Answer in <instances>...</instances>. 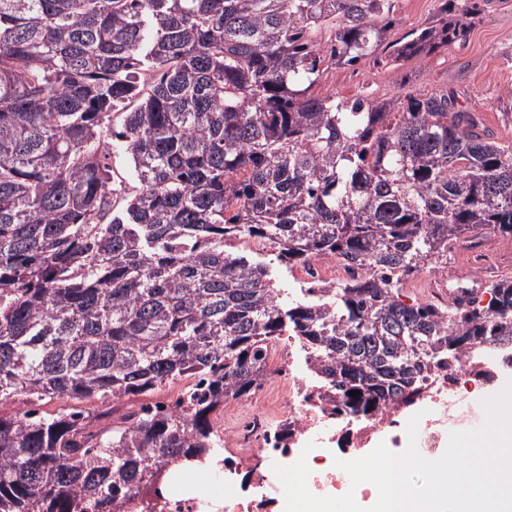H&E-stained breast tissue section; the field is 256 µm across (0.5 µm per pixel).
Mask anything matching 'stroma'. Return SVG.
Returning a JSON list of instances; mask_svg holds the SVG:
<instances>
[{"instance_id": "stroma-1", "label": "stroma", "mask_w": 512, "mask_h": 512, "mask_svg": "<svg viewBox=\"0 0 512 512\" xmlns=\"http://www.w3.org/2000/svg\"><path fill=\"white\" fill-rule=\"evenodd\" d=\"M449 20L463 19L461 35L417 58L395 63L371 55L354 65L326 71L319 90L340 98L382 100L444 93L459 112L479 115L502 143L512 144V0H397L388 41L396 42L412 28L429 22L440 10ZM466 255H449L447 263H430L406 283L407 296L433 301L436 279L464 265Z\"/></svg>"}]
</instances>
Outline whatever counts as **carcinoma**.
I'll list each match as a JSON object with an SVG mask.
<instances>
[{
    "label": "carcinoma",
    "mask_w": 512,
    "mask_h": 512,
    "mask_svg": "<svg viewBox=\"0 0 512 512\" xmlns=\"http://www.w3.org/2000/svg\"><path fill=\"white\" fill-rule=\"evenodd\" d=\"M396 2L0 0V405H105L0 412V512H152L180 464L224 456L218 412L262 386L284 335L322 412L349 420L512 350L509 276L448 309L402 300L463 234L512 239V146L446 94L314 92L383 47ZM461 28L445 7L391 55ZM245 238L289 269L334 255L365 276L286 304ZM183 378L171 404L117 406ZM112 150L110 151L109 162L112 165V175L115 176L116 184L122 180V186L126 187L129 191L136 186L134 179L131 177V164L130 159L122 143L117 140H112ZM101 401L97 399L73 400L70 398L45 399L37 403L33 408H38L41 415L52 418L60 413H66L73 409H79L95 413L100 410Z\"/></svg>",
    "instance_id": "carcinoma-1"
}]
</instances>
